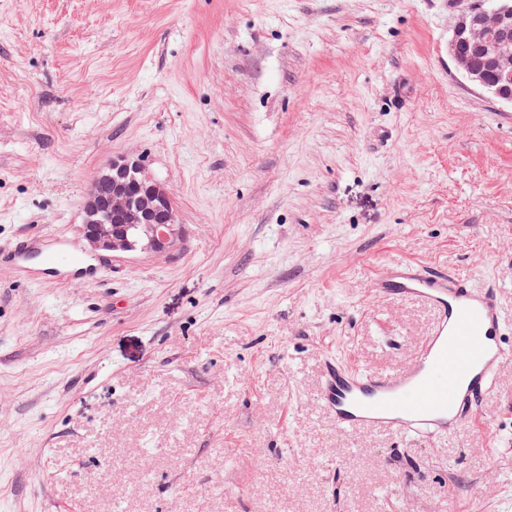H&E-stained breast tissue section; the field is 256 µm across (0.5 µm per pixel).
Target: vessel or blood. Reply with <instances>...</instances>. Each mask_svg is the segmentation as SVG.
Returning <instances> with one entry per match:
<instances>
[{"label":"vessel or blood","mask_w":512,"mask_h":512,"mask_svg":"<svg viewBox=\"0 0 512 512\" xmlns=\"http://www.w3.org/2000/svg\"><path fill=\"white\" fill-rule=\"evenodd\" d=\"M79 266L76 256L59 250L39 255V272L63 280ZM373 286L381 295L420 301L433 309L435 320L406 367L370 371L325 361L319 398L336 428L371 426L416 440L473 421L478 398L512 358L502 336L512 318L496 293L473 275L412 262L393 265Z\"/></svg>","instance_id":"vessel-or-blood-1"}]
</instances>
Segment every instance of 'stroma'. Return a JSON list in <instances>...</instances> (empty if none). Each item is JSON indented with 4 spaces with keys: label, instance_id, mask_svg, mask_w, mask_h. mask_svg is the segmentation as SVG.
<instances>
[{
    "label": "stroma",
    "instance_id": "obj_1",
    "mask_svg": "<svg viewBox=\"0 0 512 512\" xmlns=\"http://www.w3.org/2000/svg\"><path fill=\"white\" fill-rule=\"evenodd\" d=\"M473 0H0V512H512V361L483 429H336L326 358L404 366L433 311L398 261L512 316V105L448 56ZM133 153L162 252L87 255L86 191ZM81 266L78 258L59 250H46L39 254L38 272L56 273L60 280H67L73 270Z\"/></svg>",
    "mask_w": 512,
    "mask_h": 512
}]
</instances>
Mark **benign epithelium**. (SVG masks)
Returning a JSON list of instances; mask_svg holds the SVG:
<instances>
[{"instance_id": "obj_1", "label": "benign epithelium", "mask_w": 512, "mask_h": 512, "mask_svg": "<svg viewBox=\"0 0 512 512\" xmlns=\"http://www.w3.org/2000/svg\"><path fill=\"white\" fill-rule=\"evenodd\" d=\"M512 0H495L488 9L468 8L457 17L448 42L454 66L465 47L479 52V61L461 74L474 86L512 105ZM83 235L94 250L112 253L138 249L164 251L176 236V212L169 190L149 175L138 157L119 156L88 190Z\"/></svg>"}]
</instances>
